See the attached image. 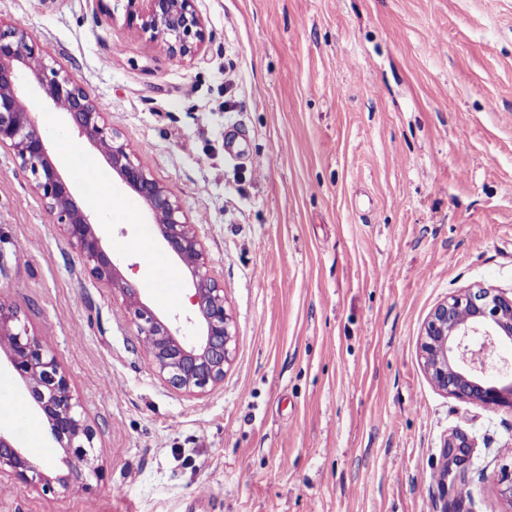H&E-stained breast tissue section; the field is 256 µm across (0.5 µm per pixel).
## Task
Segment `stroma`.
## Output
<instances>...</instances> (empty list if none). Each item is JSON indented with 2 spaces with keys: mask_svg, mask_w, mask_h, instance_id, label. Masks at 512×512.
<instances>
[{
  "mask_svg": "<svg viewBox=\"0 0 512 512\" xmlns=\"http://www.w3.org/2000/svg\"><path fill=\"white\" fill-rule=\"evenodd\" d=\"M110 6L0 0V20L45 43L177 201L237 346L207 393L168 388L0 149V302L55 353L104 471L64 494L2 485L0 512H512L494 480L512 414L441 393L417 351L448 295L512 289V0H196L207 39L185 60ZM35 111L77 202L100 194L89 214L122 275L196 336L191 276L143 202ZM155 263L165 278L143 286ZM456 433L469 500L434 475Z\"/></svg>",
  "mask_w": 512,
  "mask_h": 512,
  "instance_id": "stroma-1",
  "label": "stroma"
}]
</instances>
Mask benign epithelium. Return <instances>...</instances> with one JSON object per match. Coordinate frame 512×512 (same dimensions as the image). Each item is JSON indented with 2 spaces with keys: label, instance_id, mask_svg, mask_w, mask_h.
<instances>
[{
  "label": "benign epithelium",
  "instance_id": "benign-epithelium-1",
  "mask_svg": "<svg viewBox=\"0 0 512 512\" xmlns=\"http://www.w3.org/2000/svg\"><path fill=\"white\" fill-rule=\"evenodd\" d=\"M125 24L152 40H161L173 58L197 55L206 31L195 0H124ZM47 46L19 23H0V148L11 150L30 170L35 187L50 212L57 214L67 241L78 249L84 266L97 281L122 297L125 313L144 345L153 371L174 390L202 394L224 381V368L236 346V327L224 305V287L212 276L201 241L192 225L181 220L171 194L133 161L127 146L100 126V112L75 80L57 70L46 71ZM30 71L42 96L64 114L81 135L104 152L113 170L152 213L168 249L190 270L197 306L199 335L187 342L179 329L161 320L141 300L139 289L119 277L112 255L105 250L89 215L77 204L54 157L38 130L34 109L19 92L20 73ZM0 336L10 338L8 363L23 381L35 408L48 424L51 440L62 448L65 471L41 466L7 435L0 432V480L20 482L52 491L82 481H100L97 467L81 466L94 455L96 431L56 355L41 338L30 333L17 311L0 303ZM512 342V290L466 288L438 302L429 312L419 338L422 365L440 392L457 400L512 413V380L495 382L487 371L502 343ZM467 440L452 435L445 441L436 474L441 485L452 484L461 499H469L463 458ZM497 488L512 504V463L502 465Z\"/></svg>",
  "mask_w": 512,
  "mask_h": 512
}]
</instances>
